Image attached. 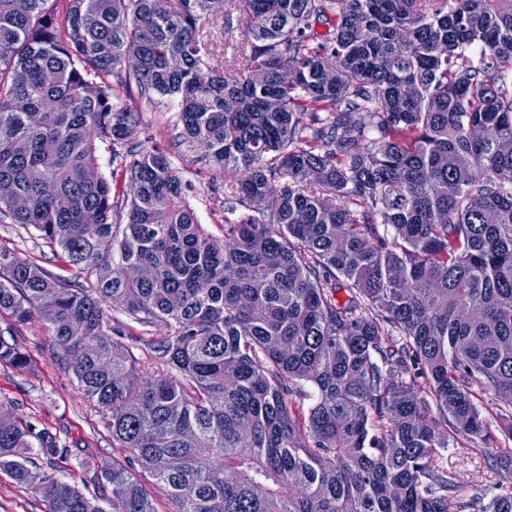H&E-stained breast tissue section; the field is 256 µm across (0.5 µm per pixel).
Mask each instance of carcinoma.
Instances as JSON below:
<instances>
[{"label": "carcinoma", "instance_id": "obj_1", "mask_svg": "<svg viewBox=\"0 0 512 512\" xmlns=\"http://www.w3.org/2000/svg\"><path fill=\"white\" fill-rule=\"evenodd\" d=\"M49 2L0 0V223L55 260L0 249V312L42 322L138 465L100 473L115 512H512L441 453L487 395L512 422V0H227L229 74L209 0ZM112 77L242 173L221 234L166 152L125 148L143 115ZM0 364L33 370L2 331ZM35 447L56 435L0 416V472L102 512ZM222 1H224L223 6L217 5L212 8L207 23L200 32L201 38L210 51L211 62L219 68H224L225 61L227 64H232L234 58H237L236 46L241 43L243 31V25L238 21L237 13L232 14V28L225 29L224 14L229 11L230 6L225 0ZM0 247H6L22 259L33 260L50 269H55L53 254L44 246L35 231L20 224L0 223Z\"/></svg>", "mask_w": 512, "mask_h": 512}]
</instances>
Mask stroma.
Wrapping results in <instances>:
<instances>
[{"mask_svg":"<svg viewBox=\"0 0 512 512\" xmlns=\"http://www.w3.org/2000/svg\"><path fill=\"white\" fill-rule=\"evenodd\" d=\"M225 12V7L220 5L212 8L201 31L211 61L219 67L233 62L243 31L237 21L225 26ZM144 118L146 127L132 133L129 145L144 147L152 143L167 148L173 168L193 186L190 203L200 221L210 231H218L224 217V192L234 184L236 174H221L205 165L201 159L202 148L189 150L175 146L174 138L180 130L175 104L165 103L160 111L145 113ZM0 247L48 268L54 264L52 252L35 231L19 224L0 223ZM7 327L12 328L17 345L30 354L35 369L22 373L0 365V414L56 433L59 447L50 474L78 486L86 496L96 499L102 512H112L111 494L106 484L92 480L91 472L110 469L113 462L124 460L125 450L114 447L112 435L99 414L72 376L58 367L55 349L43 325L33 320L13 328L7 318L0 316V329ZM482 406L490 433L484 443L485 453L471 454L472 437H456L446 453L448 467L463 480L482 483L496 493H510L512 474L501 470L496 463V455L505 439L503 424L498 418L500 404L488 396Z\"/></svg>","mask_w":512,"mask_h":512,"instance_id":"35a3bbf8","label":"stroma"}]
</instances>
